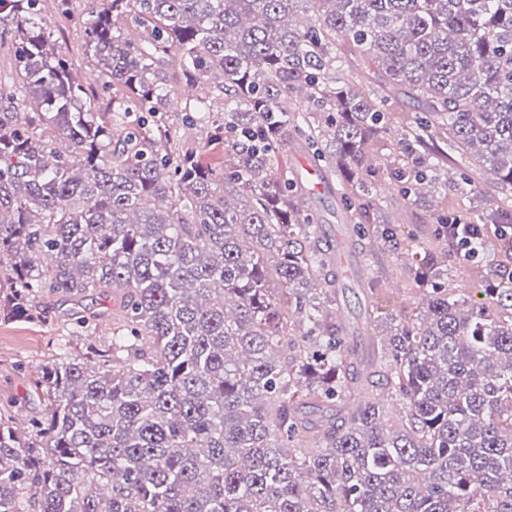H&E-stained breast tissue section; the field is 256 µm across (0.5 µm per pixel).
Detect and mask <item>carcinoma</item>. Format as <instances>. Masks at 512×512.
Masks as SVG:
<instances>
[{"mask_svg":"<svg viewBox=\"0 0 512 512\" xmlns=\"http://www.w3.org/2000/svg\"><path fill=\"white\" fill-rule=\"evenodd\" d=\"M40 2L0 0V316L50 298L73 328L42 413L0 409V512H512V210L448 185L470 165L512 193V0H87L97 103ZM199 123L230 168L179 135ZM288 138L337 180L360 254L418 271L398 315L368 278L389 326L367 352ZM383 161L412 204L439 185L437 245L374 221ZM457 217L475 253L498 241L478 305L443 287L474 264Z\"/></svg>","mask_w":512,"mask_h":512,"instance_id":"cac0c4a2","label":"carcinoma"}]
</instances>
